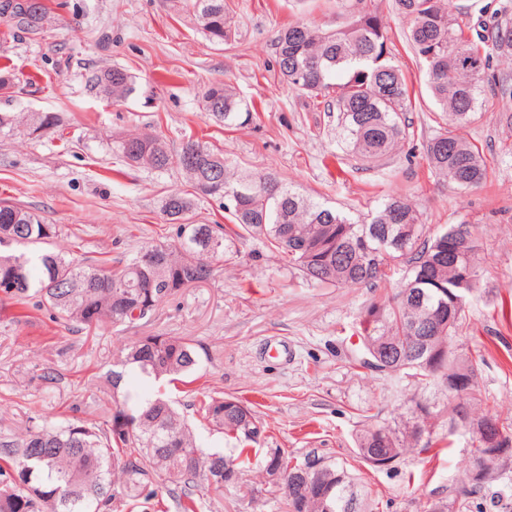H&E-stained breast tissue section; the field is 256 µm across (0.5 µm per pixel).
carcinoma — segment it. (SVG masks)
Returning <instances> with one entry per match:
<instances>
[{
  "instance_id": "carcinoma-1",
  "label": "carcinoma",
  "mask_w": 512,
  "mask_h": 512,
  "mask_svg": "<svg viewBox=\"0 0 512 512\" xmlns=\"http://www.w3.org/2000/svg\"><path fill=\"white\" fill-rule=\"evenodd\" d=\"M408 25V39L425 69L427 88L448 117V130L426 145L429 167L439 177L466 189L486 177L479 151L460 130L468 124L484 92L488 47H504L512 27L498 26L494 36L473 39L448 12L446 0H393ZM198 24L212 39L223 41L234 26L225 0H193ZM47 7L38 0H0V17L27 32L41 29ZM390 37L379 12L363 7L344 26L325 29L297 22L278 30L273 42L283 80L310 98L332 103L338 112V138L361 160L375 164L410 138L412 122L406 79L388 60ZM90 91L114 102L134 91L132 76L123 68L94 70L87 77ZM206 111L226 127L250 116L235 88L223 84L204 93ZM59 127L53 113L26 116L29 133ZM112 155L130 166L164 172L178 170L198 195L236 203L224 207L230 223L191 221L193 200L171 192L161 209L174 225L172 244L142 247L117 267L87 264L48 248L59 229L44 224L22 207L0 205V296L49 312L52 321L83 329L110 324L124 326L149 319L158 306L181 288L211 278L216 264L235 241L260 237L302 276L321 285L376 288L401 274L397 291L371 304L363 319L355 364L386 376L403 375L417 385L442 394L448 405L441 412L412 394L406 415L382 425L367 424L356 433L359 458L380 470L396 468L413 447L435 448L441 438L434 428L447 422L448 436L467 439L470 464L460 471L448 498L428 505L427 512H463L473 501L498 509L501 493L493 490L512 469V453L498 458L488 477L469 474L484 453L483 443L459 427L457 400L448 379L436 374L432 358L447 353L444 369L455 376L478 375L482 360L455 350L465 308L479 288H459L458 266L480 264L475 230L465 253L457 251L459 230L449 224L430 232L421 216L404 199L390 196L368 222L316 201L288 185L278 174L232 170L224 154L188 138L172 150L160 136L141 132L112 139ZM434 316L442 328L431 341L422 339L420 322ZM197 340L163 334L144 336L123 349L120 365L141 375L170 383L190 376L200 363ZM470 422L493 424L512 442L499 416L489 415L488 395L473 382L464 396ZM204 418L235 440L240 452L260 445L259 423L252 408L234 397H211L201 405ZM281 462V482L287 512H375L369 494L347 467L322 463L318 488L303 485L301 463L278 448L265 452V467ZM229 468L224 482L216 468ZM237 459L199 448L191 426L169 400L134 397L116 408L111 423L83 421L62 427L43 424L15 438L0 439V512H112L115 485L136 505L149 483L167 475L182 484L180 512H203L201 486L217 492L236 484Z\"/></svg>"
}]
</instances>
